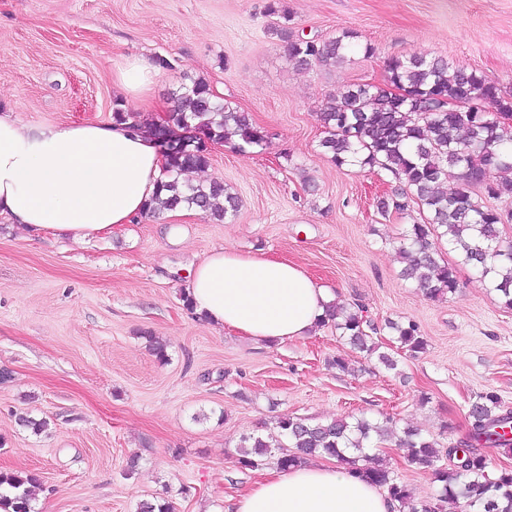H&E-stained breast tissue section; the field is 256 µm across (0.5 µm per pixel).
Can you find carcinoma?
Masks as SVG:
<instances>
[{
	"label": "carcinoma",
	"instance_id": "cac0c4a2",
	"mask_svg": "<svg viewBox=\"0 0 512 512\" xmlns=\"http://www.w3.org/2000/svg\"><path fill=\"white\" fill-rule=\"evenodd\" d=\"M267 12L277 17L268 33L283 42L288 59L296 66H333L344 58L357 33L343 30L332 38L295 37L291 11L283 0H269ZM403 91L399 98L389 87ZM473 96L480 114L448 111V101ZM512 114V92L483 73L453 66L443 57L424 54L392 57L385 64L380 84H348L336 90L317 112L324 129L320 141L323 152L338 167L380 170L404 185L391 197H382L377 210L403 215L410 204L424 215L421 224H409L402 233L399 255L400 276L416 284L431 299L458 293L460 284L455 268L441 258L436 242L444 240L462 264L486 280L512 307V245H506L501 226L512 222V211L488 206L484 198L512 197V124L503 117ZM193 127L210 141L237 139L236 148L245 152L264 142V130L249 115L215 100L209 86L195 81L176 95L175 106L165 125L149 128L157 140L169 128ZM209 163L208 153L190 147L167 165L168 179L159 189L165 197L156 198L167 210L195 208L222 221L239 208V199L224 182L192 185L179 175ZM455 182L453 192L440 191V185ZM319 324L330 325L351 348L376 356L387 370H395L398 360L380 351L376 327L354 306L331 305ZM396 348L418 355L427 341L417 324L390 321ZM472 440L482 446L511 447L512 442L496 431L512 419L501 409L498 395L485 392L468 409ZM277 435L249 434L241 439L236 464L243 470L256 469L273 459L280 468L326 455L345 462L386 490L399 505L398 512H436L429 503L414 501L408 487L396 480L385 459L369 454L374 442H383L394 432L393 419L385 423L365 417H336L315 422L301 417H281ZM396 445L406 449L409 463L433 472L440 483L437 501L463 500L477 512H512V470H502L492 479L487 473L485 454L471 447L463 458L446 467L441 464L436 441L422 429L406 426L396 436ZM38 482L32 472L0 471V509L3 512H31V487Z\"/></svg>",
	"mask_w": 512,
	"mask_h": 512
}]
</instances>
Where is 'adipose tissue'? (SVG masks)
I'll list each match as a JSON object with an SVG mask.
<instances>
[{
    "label": "adipose tissue",
    "mask_w": 512,
    "mask_h": 512,
    "mask_svg": "<svg viewBox=\"0 0 512 512\" xmlns=\"http://www.w3.org/2000/svg\"><path fill=\"white\" fill-rule=\"evenodd\" d=\"M157 75L142 58L118 63V88L141 95ZM146 130L125 122L28 126L0 110V215L32 235L81 244L145 214L164 178ZM187 293L214 328L257 343L307 336L334 296L299 266L226 247L203 258ZM231 512H398V505L341 463L273 470L233 498Z\"/></svg>",
    "instance_id": "ef3b65f1"
}]
</instances>
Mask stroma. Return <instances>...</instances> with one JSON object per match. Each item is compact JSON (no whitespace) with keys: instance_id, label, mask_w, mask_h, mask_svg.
<instances>
[{"instance_id":"obj_1","label":"stroma","mask_w":512,"mask_h":512,"mask_svg":"<svg viewBox=\"0 0 512 512\" xmlns=\"http://www.w3.org/2000/svg\"><path fill=\"white\" fill-rule=\"evenodd\" d=\"M266 2L0 0V105L26 124L108 123L123 104L167 113L201 79L267 132L249 154L213 144L199 181L222 180L239 198L221 221L163 210L77 245L0 217V471L37 473L33 512H136L156 498L174 512H227L276 467L239 469L241 437L270 434L282 416H390L445 450L468 439L478 395L495 392L512 411V307L447 248L457 294L434 300L402 280V232L422 211L381 215L377 197L399 182L336 166L316 117L339 87L381 82L389 58L415 53L512 89V0H286L296 33L358 34L344 62L308 69L268 35ZM127 57L159 66L128 103L113 81ZM221 247L300 266L337 302L359 305L380 342L386 320L417 323L425 352L400 353L387 371L330 327L269 346L212 328L182 297L195 265ZM339 355L354 371L331 367ZM22 415L48 426L34 433ZM375 453L415 501L434 500L431 471L410 466L404 449L386 442Z\"/></svg>"}]
</instances>
